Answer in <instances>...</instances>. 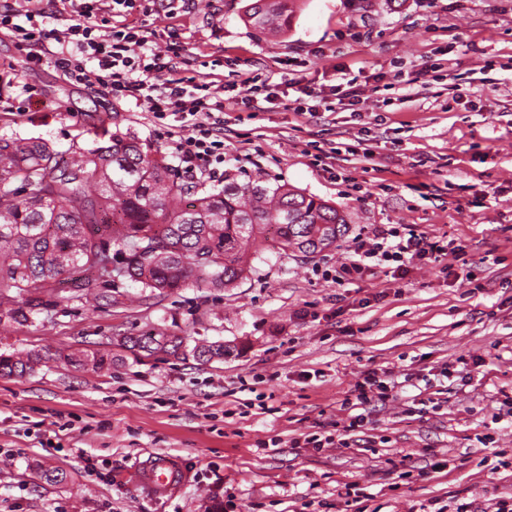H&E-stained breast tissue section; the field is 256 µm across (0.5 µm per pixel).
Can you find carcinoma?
Listing matches in <instances>:
<instances>
[{"instance_id": "carcinoma-1", "label": "carcinoma", "mask_w": 512, "mask_h": 512, "mask_svg": "<svg viewBox=\"0 0 512 512\" xmlns=\"http://www.w3.org/2000/svg\"><path fill=\"white\" fill-rule=\"evenodd\" d=\"M245 21L269 33L288 28V0H252ZM343 213L325 200L260 177L199 192L184 183L159 153L133 135L114 134L106 145L78 148L69 157L39 139H0V279L29 296L8 311L22 323L41 311L43 288L68 275L87 286H112L105 245L117 246L112 263L119 278L151 291L224 288L243 279L250 257L273 233L278 249L312 254L344 234ZM134 357L162 351L177 359L206 362L233 352L222 342L188 347L177 335L144 333L118 343ZM102 369L112 359L70 357ZM0 355V374L23 376L40 364Z\"/></svg>"}]
</instances>
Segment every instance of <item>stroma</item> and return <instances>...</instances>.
<instances>
[{
	"mask_svg": "<svg viewBox=\"0 0 512 512\" xmlns=\"http://www.w3.org/2000/svg\"><path fill=\"white\" fill-rule=\"evenodd\" d=\"M248 2L193 0L177 19L139 21L154 45H183L185 75L223 80L225 170L335 204L345 233L307 257L267 248L225 288L158 294L125 280L107 303L99 284L55 283L34 322L0 321V354L42 357L33 373L0 376V512H336L347 483L369 495L348 512L483 510L512 494V467L485 463L512 458V0H293L276 35L243 22ZM247 76L283 97L301 80L328 106L245 109L232 96ZM346 83L358 111L335 105L331 88ZM98 133L135 135L178 164L144 107L30 67L0 32V138L64 155ZM350 146L335 173L311 163L315 148ZM386 224L453 252L399 278L324 279ZM145 332L238 352L136 360L115 342ZM86 350L112 367L70 363ZM380 369L392 387L363 407L362 426L343 444L306 445L348 423L345 399ZM272 438L279 448L258 449ZM157 453L186 471L162 498L128 478ZM437 461L449 474L430 472ZM39 464L66 481H40Z\"/></svg>",
	"mask_w": 512,
	"mask_h": 512,
	"instance_id": "35a3bbf8",
	"label": "stroma"
}]
</instances>
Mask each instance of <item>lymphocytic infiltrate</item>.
<instances>
[{
	"mask_svg": "<svg viewBox=\"0 0 512 512\" xmlns=\"http://www.w3.org/2000/svg\"><path fill=\"white\" fill-rule=\"evenodd\" d=\"M43 0H0V30L26 46L28 62L50 63L70 82L101 86L118 100L145 107L152 122L166 124L182 172L191 178L219 177L224 161V83L213 74L180 73L182 48L150 45L136 20L104 29L93 21L106 8L156 7L172 19L181 0H59L67 16L62 29L46 34ZM442 241L416 234L411 225L375 230L371 244H358L337 270L336 281L372 268L402 274L406 262L447 254Z\"/></svg>",
	"mask_w": 512,
	"mask_h": 512,
	"instance_id": "lymphocytic-infiltrate-1",
	"label": "lymphocytic infiltrate"
}]
</instances>
